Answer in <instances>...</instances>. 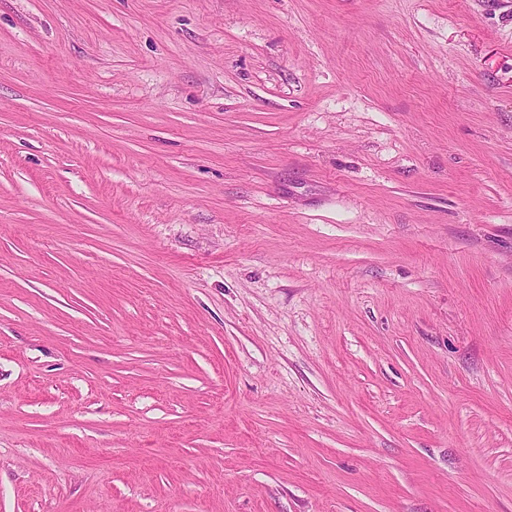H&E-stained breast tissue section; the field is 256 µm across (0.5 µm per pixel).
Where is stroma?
<instances>
[{"label":"stroma","mask_w":512,"mask_h":512,"mask_svg":"<svg viewBox=\"0 0 512 512\" xmlns=\"http://www.w3.org/2000/svg\"><path fill=\"white\" fill-rule=\"evenodd\" d=\"M0 512H512V0H0Z\"/></svg>","instance_id":"1"}]
</instances>
